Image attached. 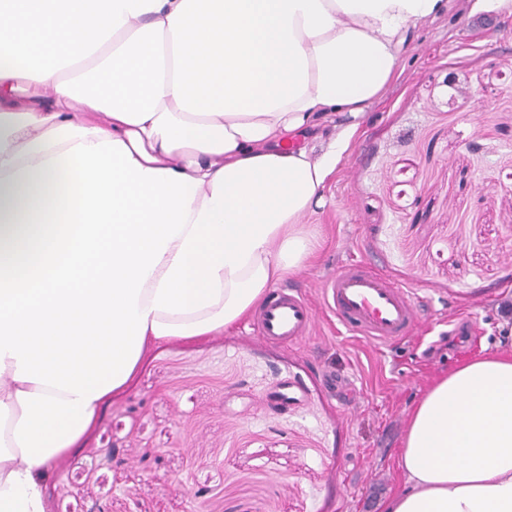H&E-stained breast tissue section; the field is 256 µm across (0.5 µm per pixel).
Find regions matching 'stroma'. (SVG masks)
<instances>
[{"label":"stroma","instance_id":"obj_1","mask_svg":"<svg viewBox=\"0 0 512 512\" xmlns=\"http://www.w3.org/2000/svg\"><path fill=\"white\" fill-rule=\"evenodd\" d=\"M323 195V246L284 282L312 336L267 344L248 317L155 347L57 461L50 512H383L430 382L512 338V13L454 0L423 26ZM356 260L418 298L422 331L337 325L324 284Z\"/></svg>","mask_w":512,"mask_h":512}]
</instances>
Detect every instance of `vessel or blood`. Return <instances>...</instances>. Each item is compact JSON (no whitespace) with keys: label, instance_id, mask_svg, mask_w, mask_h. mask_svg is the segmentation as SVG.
<instances>
[{"label":"vessel or blood","instance_id":"b4317fda","mask_svg":"<svg viewBox=\"0 0 512 512\" xmlns=\"http://www.w3.org/2000/svg\"><path fill=\"white\" fill-rule=\"evenodd\" d=\"M325 293L337 321L373 343L407 338L415 327L413 293L364 264L343 266L328 279ZM313 323L307 301L285 288L271 292L256 314L258 336L264 342H301L311 334Z\"/></svg>","mask_w":512,"mask_h":512}]
</instances>
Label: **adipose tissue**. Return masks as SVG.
Wrapping results in <instances>:
<instances>
[{
    "instance_id": "obj_1",
    "label": "adipose tissue",
    "mask_w": 512,
    "mask_h": 512,
    "mask_svg": "<svg viewBox=\"0 0 512 512\" xmlns=\"http://www.w3.org/2000/svg\"><path fill=\"white\" fill-rule=\"evenodd\" d=\"M449 0H0V512L45 488L155 345L296 275L414 32ZM386 512H512V347L442 375Z\"/></svg>"
}]
</instances>
